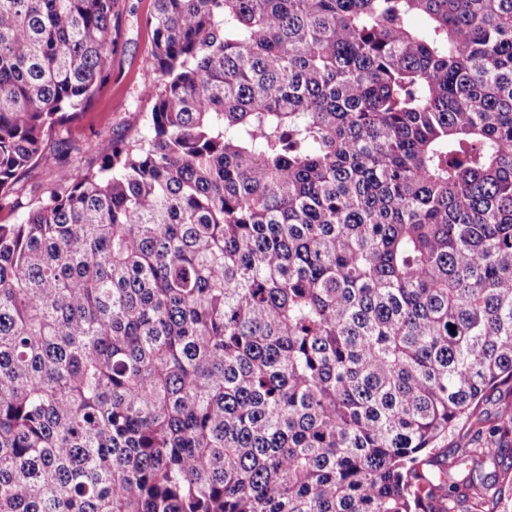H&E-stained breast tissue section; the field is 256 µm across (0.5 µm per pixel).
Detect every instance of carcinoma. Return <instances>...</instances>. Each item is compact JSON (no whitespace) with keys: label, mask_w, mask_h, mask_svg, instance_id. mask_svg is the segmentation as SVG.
I'll list each match as a JSON object with an SVG mask.
<instances>
[{"label":"carcinoma","mask_w":512,"mask_h":512,"mask_svg":"<svg viewBox=\"0 0 512 512\" xmlns=\"http://www.w3.org/2000/svg\"><path fill=\"white\" fill-rule=\"evenodd\" d=\"M118 14L0 0L1 198ZM147 23L152 135L0 224V512H507L512 0Z\"/></svg>","instance_id":"cac0c4a2"}]
</instances>
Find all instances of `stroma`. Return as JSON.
I'll use <instances>...</instances> for the list:
<instances>
[{
    "instance_id": "obj_1",
    "label": "stroma",
    "mask_w": 512,
    "mask_h": 512,
    "mask_svg": "<svg viewBox=\"0 0 512 512\" xmlns=\"http://www.w3.org/2000/svg\"><path fill=\"white\" fill-rule=\"evenodd\" d=\"M153 0H121L117 24L120 29L119 48L112 57L110 75L93 95L79 117L45 139L42 159L25 168L15 185L14 193L0 201V224H17L35 204L38 194L51 180L55 158L62 144L75 146L76 166H97L92 147L102 137L119 138L139 135L150 137L147 122L150 105L141 90L153 81L147 66L152 45V30L147 19Z\"/></svg>"
}]
</instances>
